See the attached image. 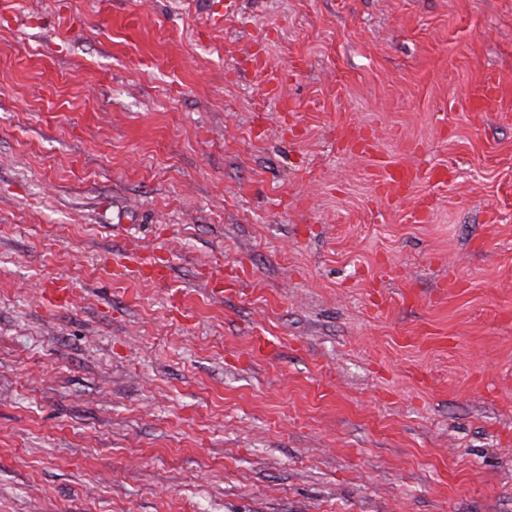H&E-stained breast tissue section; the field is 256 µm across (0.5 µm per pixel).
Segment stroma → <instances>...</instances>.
Returning a JSON list of instances; mask_svg holds the SVG:
<instances>
[{"label":"stroma","instance_id":"stroma-1","mask_svg":"<svg viewBox=\"0 0 512 512\" xmlns=\"http://www.w3.org/2000/svg\"><path fill=\"white\" fill-rule=\"evenodd\" d=\"M0 512H512V0H0Z\"/></svg>","mask_w":512,"mask_h":512}]
</instances>
